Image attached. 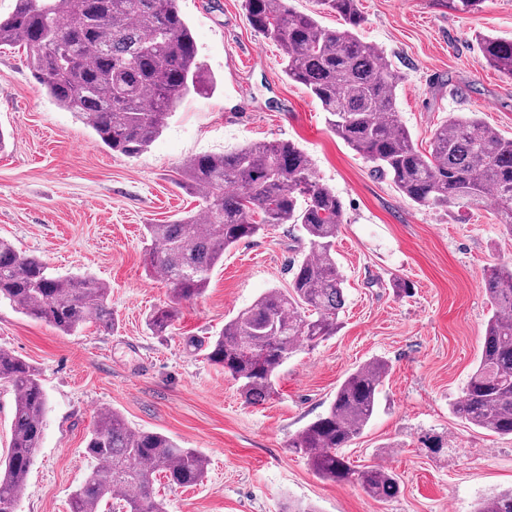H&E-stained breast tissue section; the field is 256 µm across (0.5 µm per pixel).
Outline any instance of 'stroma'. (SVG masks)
I'll list each match as a JSON object with an SVG mask.
<instances>
[{"instance_id": "stroma-1", "label": "stroma", "mask_w": 512, "mask_h": 512, "mask_svg": "<svg viewBox=\"0 0 512 512\" xmlns=\"http://www.w3.org/2000/svg\"><path fill=\"white\" fill-rule=\"evenodd\" d=\"M178 4L216 88L183 99L134 158L110 152L56 106L23 48L0 50V239L51 271L107 282L115 317L114 329L89 323L68 336L0 301V348L37 368L48 397L19 512H69L87 469L82 450L104 410L206 456L200 485L155 481L167 512H282L290 502L318 512H473L478 499L512 488V436L452 411L490 316L482 270L512 261V234L486 210L417 208L376 175L329 130L309 91L288 80L280 48L250 26L243 0ZM359 4L364 39L403 77L396 108L420 151L448 117L471 112L512 138V80L485 65L476 42L512 40V0H485L474 14L449 10L448 0ZM274 140L304 149L315 178L343 202L335 251L345 306L336 335L301 345L276 396L249 405L207 361V344L261 294L287 288L307 245L280 224L227 250L205 295L181 303L174 326L157 336L147 317L172 289L147 276L141 232L202 211L183 186L189 157ZM396 277L412 283L410 294L392 288ZM375 358L390 365L379 407L342 454L352 468L397 475L400 492L386 502L322 479L288 446L325 413L344 377Z\"/></svg>"}]
</instances>
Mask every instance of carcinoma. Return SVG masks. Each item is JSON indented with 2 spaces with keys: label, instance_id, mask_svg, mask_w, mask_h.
<instances>
[{
  "label": "carcinoma",
  "instance_id": "carcinoma-1",
  "mask_svg": "<svg viewBox=\"0 0 512 512\" xmlns=\"http://www.w3.org/2000/svg\"><path fill=\"white\" fill-rule=\"evenodd\" d=\"M249 23L279 44L284 73L304 86L327 113L331 131L373 164L374 171L420 208H491L512 232V139L477 115L452 117L421 152L399 120L396 89L402 76L384 53L364 40L358 0H317L342 21L326 29L289 0H244ZM484 0H448L463 14ZM25 49L33 75L55 103L78 115L114 153L135 157L162 132L177 103L204 96L215 81L199 58L177 0H15L0 17V46ZM485 63L512 79V41L485 36ZM186 188L205 202L202 216L145 225V271L173 286V299L150 313L147 326L162 335L183 301L202 296L224 251L274 224L303 232L308 252L293 262L286 290L273 288L224 323L206 359L237 383L245 403L276 394L274 378L302 343L340 329L343 280L334 240L343 223L336 192L314 178L307 152L290 141L254 142L224 154L199 155L185 164ZM492 306L478 365L453 406L470 425L512 436V263L483 273ZM110 286L93 276H56L39 258L0 240V300L23 315L71 335L95 322L114 326ZM389 365L374 359L349 373L327 412L288 444L321 478L354 481L386 501L400 484L379 466L352 469L340 449L371 420ZM0 384L14 392L11 445L0 462V501L19 505L40 448L47 395L37 369L0 348ZM89 462L69 500L70 512H165L154 475L169 484L203 483L208 460L168 436L128 426L104 411L86 440ZM473 512H512V489L480 500Z\"/></svg>",
  "mask_w": 512,
  "mask_h": 512
}]
</instances>
